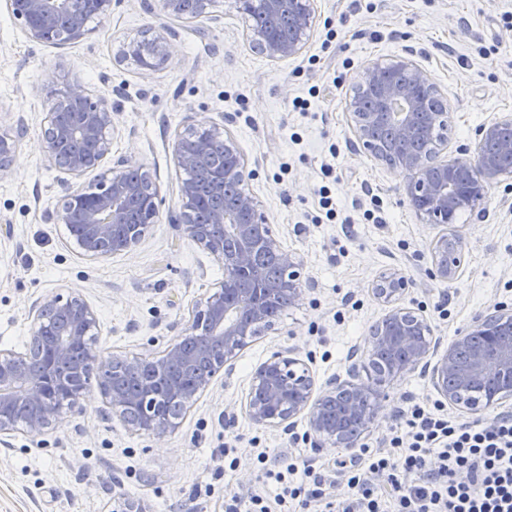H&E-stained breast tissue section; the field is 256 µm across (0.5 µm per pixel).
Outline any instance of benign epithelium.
I'll return each mask as SVG.
<instances>
[{
	"label": "benign epithelium",
	"mask_w": 512,
	"mask_h": 512,
	"mask_svg": "<svg viewBox=\"0 0 512 512\" xmlns=\"http://www.w3.org/2000/svg\"><path fill=\"white\" fill-rule=\"evenodd\" d=\"M12 14L23 22L27 35L38 43L64 45L86 34L79 20L65 29L59 18L69 0H7ZM245 6H260L270 14L288 11L295 21V34L287 40L254 33V40L272 60L294 58L305 47L316 25L315 0H237ZM154 62L145 66L157 70L169 59L165 37L156 38ZM431 84L427 70L414 58L413 51L389 59H378L363 68L354 95L348 99L355 145L372 158L405 175L404 194L415 215L425 224H444L450 233L438 236L432 244V278L444 282L457 279L464 269L462 239L454 220L458 213H483L490 188L512 182V166L504 167L499 155L512 154V139L502 136L512 128V114L482 123L470 147L459 152L471 155L470 179L459 180L461 159L445 154L448 150V113L426 111L422 89ZM58 101L72 103L81 111L72 117L59 112L47 115L42 133L45 161L80 177L97 173L88 184L66 189L55 209L57 220L71 229L83 225L75 243L84 255L98 259L130 252L138 236L115 233L127 223L128 206L141 203V223H154L159 210L156 187L131 176L130 162L120 159L104 167L109 152L108 135L114 130L115 112L106 96L92 98L84 84L72 80L56 92ZM18 119L15 132L0 131V178L12 172L16 137L24 132ZM418 140L437 144L433 156L416 153L410 145ZM220 144L228 162L217 176L221 184L241 187L236 207L214 209L209 223H195L197 187L186 180L180 186V209L175 222L193 241L224 265V281L197 307L184 335L192 340L167 345L158 362L170 367L204 363L208 374L190 384L175 383L171 396L186 409L211 383L220 369L231 373L239 353L274 325L270 314L265 272L254 262V228L262 229L260 245L274 256L280 268L281 286L291 303L302 305L307 289L300 286V261L284 249L275 225L260 209L248 189L253 172L247 170L233 138L219 135L212 127H196L188 136L177 139L174 150L178 168L191 171L200 167ZM413 287V281L399 270L382 273L374 285L378 299L388 311L372 336L374 348L390 354L389 372L372 377L367 365L353 364L348 378L331 379L318 391L304 360L293 350H276L256 369L242 408L252 422L264 427H293L297 419L307 424L313 447H354L345 426L355 421L362 430L373 427L378 417V387L395 377L416 371L427 375L437 393L453 407L475 409L466 395L475 383L500 380L505 385L484 402L486 409L512 402V336L500 328L512 325V318L500 311L475 316L465 333L440 349L431 324L422 308L400 305ZM32 337L40 341L50 363L67 369L57 374L46 368L37 378L30 367L33 357L27 350L0 348V437L22 431L39 436L59 424L58 401L65 399L74 409L80 404L91 380H96L101 396L112 410L134 431L160 436L175 429L177 417L162 416L153 410L155 393L149 382L141 392H125L112 386L108 372H99L102 351L91 339L99 320L95 309L81 295L66 297L47 294L31 304ZM366 376H361V373Z\"/></svg>",
	"instance_id": "obj_1"
}]
</instances>
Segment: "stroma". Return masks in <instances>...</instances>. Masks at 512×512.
Returning <instances> with one entry per match:
<instances>
[{
	"label": "stroma",
	"instance_id": "obj_1",
	"mask_svg": "<svg viewBox=\"0 0 512 512\" xmlns=\"http://www.w3.org/2000/svg\"><path fill=\"white\" fill-rule=\"evenodd\" d=\"M317 22L301 55L273 60L252 48L236 0H216L208 16L177 20L159 0H112L85 38L61 46L29 38L0 0V129L24 119L13 170L0 179V347L29 339L32 300L81 294L97 311L105 355L160 356L192 320L197 304L224 278L222 264L172 224L185 172L174 146L189 125H214L236 140L255 175L248 188L275 224L283 248L303 262L306 303L280 314L275 331L248 344L231 374H217L171 433L135 434L110 414L97 386L82 413L63 411L55 429L14 434L0 444V512H114L127 497L149 512H224L226 497L262 491L256 448L306 459L329 477L330 498L346 487L337 463L346 448L314 450L304 419L293 428L254 424L241 410L257 366L294 347L317 384L368 358L374 325L387 308L371 290L385 270L414 280L405 306H421L442 343L473 317L512 305V187L493 185L485 217L456 219L464 272L431 279L432 243L441 226L421 223L402 187L404 175L356 152L346 99L369 61L413 50L447 97L450 149L470 144L479 125L512 113V0H317ZM164 35L171 54L147 71L126 51L143 33ZM80 79L91 96L111 97L116 128L110 159L141 166L163 199L155 224L127 254L91 259L50 212L68 180L47 167L41 132L54 92ZM310 113L292 109L295 98ZM301 145H294V136ZM333 173L324 176V165ZM328 185L338 219L328 222L316 190ZM383 201L384 223L366 220L364 187ZM379 425L362 442L383 446L410 403L439 395L414 373L381 388ZM237 464L224 467V444Z\"/></svg>",
	"mask_w": 512,
	"mask_h": 512
}]
</instances>
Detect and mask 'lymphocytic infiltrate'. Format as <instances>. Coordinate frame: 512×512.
<instances>
[{
  "instance_id": "lymphocytic-infiltrate-1",
  "label": "lymphocytic infiltrate",
  "mask_w": 512,
  "mask_h": 512,
  "mask_svg": "<svg viewBox=\"0 0 512 512\" xmlns=\"http://www.w3.org/2000/svg\"><path fill=\"white\" fill-rule=\"evenodd\" d=\"M402 422L386 450L359 448L341 500H327V479L312 465L273 460L263 449L257 460L275 498L234 495L224 512H306L318 500L326 512H512V413L462 421L441 405L415 403Z\"/></svg>"
}]
</instances>
